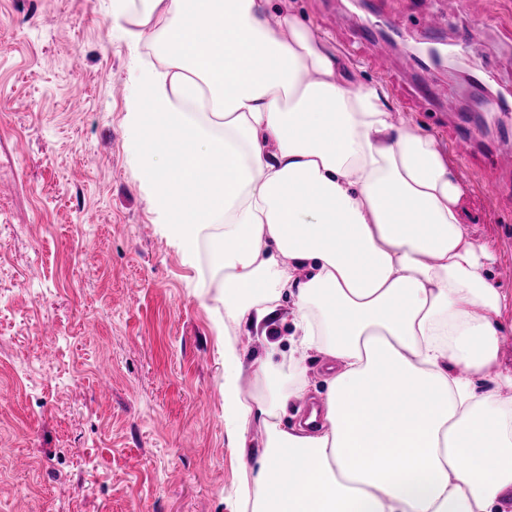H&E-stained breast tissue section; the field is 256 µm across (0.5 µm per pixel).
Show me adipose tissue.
I'll use <instances>...</instances> for the list:
<instances>
[{
  "label": "adipose tissue",
  "mask_w": 512,
  "mask_h": 512,
  "mask_svg": "<svg viewBox=\"0 0 512 512\" xmlns=\"http://www.w3.org/2000/svg\"><path fill=\"white\" fill-rule=\"evenodd\" d=\"M270 0H112L136 54L127 150L161 236L225 318L264 335L293 299L281 367L224 342L245 512H499L512 491V370L495 371L502 295L433 136ZM322 354V422L287 427ZM492 386L478 392L481 380ZM289 465H282V458Z\"/></svg>",
  "instance_id": "1"
}]
</instances>
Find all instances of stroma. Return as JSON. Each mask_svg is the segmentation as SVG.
Here are the masks:
<instances>
[{
	"mask_svg": "<svg viewBox=\"0 0 512 512\" xmlns=\"http://www.w3.org/2000/svg\"><path fill=\"white\" fill-rule=\"evenodd\" d=\"M272 4L321 35L349 84L382 87L395 124L447 146L405 55L355 42L348 0ZM490 11L461 0L447 30L472 32L487 85L512 87V39ZM131 68L110 0H0V512H241L224 342L248 397L292 325H217L223 303L159 235L126 149ZM449 161L512 336V201L484 193V153Z\"/></svg>",
	"mask_w": 512,
	"mask_h": 512,
	"instance_id": "stroma-1",
	"label": "stroma"
}]
</instances>
